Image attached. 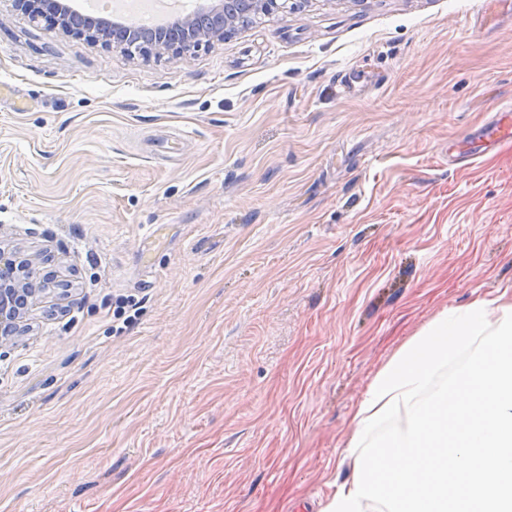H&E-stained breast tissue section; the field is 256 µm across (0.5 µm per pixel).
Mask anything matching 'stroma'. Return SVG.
I'll return each instance as SVG.
<instances>
[{"label": "stroma", "mask_w": 512, "mask_h": 512, "mask_svg": "<svg viewBox=\"0 0 512 512\" xmlns=\"http://www.w3.org/2000/svg\"><path fill=\"white\" fill-rule=\"evenodd\" d=\"M478 5L308 0L183 63L0 0V247L56 283L0 346V512H322L376 373L512 287V143L457 151L512 103Z\"/></svg>", "instance_id": "1"}]
</instances>
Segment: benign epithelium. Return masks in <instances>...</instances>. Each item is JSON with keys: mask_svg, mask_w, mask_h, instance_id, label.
<instances>
[{"mask_svg": "<svg viewBox=\"0 0 512 512\" xmlns=\"http://www.w3.org/2000/svg\"><path fill=\"white\" fill-rule=\"evenodd\" d=\"M307 0H249V13L272 16L290 7H302ZM61 17L57 24L49 26L55 31L76 32L95 44L105 47L116 45L117 41L130 45L129 54L143 59L160 58L164 55L174 60L187 61L203 47H212L237 32L242 26L244 15L236 10L235 0H223L198 9L194 14L176 21L173 26H162L147 35L139 27L107 20H93L76 24L73 7L60 5ZM17 262L12 253L0 248V345L13 343L21 336L20 322L28 309L17 311L15 297L23 290L36 304L48 295L46 282L35 277L32 267L24 268L27 275L17 278L14 273Z\"/></svg>", "mask_w": 512, "mask_h": 512, "instance_id": "7a95c632", "label": "benign epithelium"}]
</instances>
